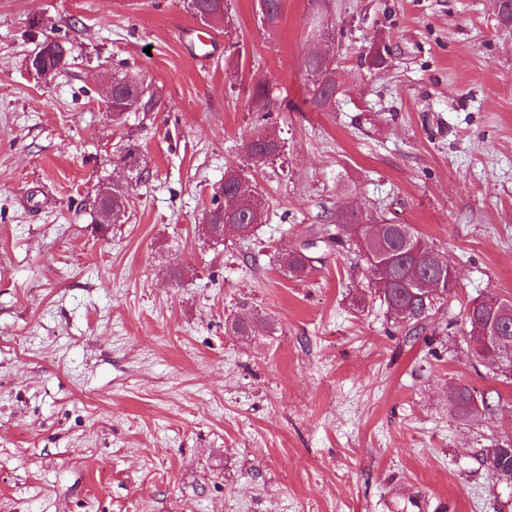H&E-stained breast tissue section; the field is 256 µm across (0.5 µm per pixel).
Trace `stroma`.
Instances as JSON below:
<instances>
[{
  "mask_svg": "<svg viewBox=\"0 0 512 512\" xmlns=\"http://www.w3.org/2000/svg\"><path fill=\"white\" fill-rule=\"evenodd\" d=\"M258 11L0 0V512H512L481 456L512 439V384L457 335L469 300L512 297V28L495 0H282L273 33ZM49 38L70 52L46 79L29 61ZM122 76L146 93L115 117ZM265 129L283 152L248 163ZM238 168L266 208L247 247L199 230ZM352 206L456 267L435 330H398L355 249L317 245L288 277V250ZM457 384L503 409L454 417ZM332 58L327 56L324 59H314L309 74L316 78V90L313 97V103L317 108H326L328 102L335 98L337 91L336 80L333 78L332 74ZM317 83L324 84V86H318ZM112 84L114 85V91H113V100H112V92L106 93L104 98V106L107 110L112 109V115L118 116L121 114V112H124L125 110H122V103L125 94L131 87H137L135 84H138L132 80H126L125 78L116 79L114 78L112 80ZM312 262L313 258L309 254L304 251L299 253L297 250L288 252V255L284 259L287 272L295 279L308 276L312 269H314Z\"/></svg>",
  "mask_w": 512,
  "mask_h": 512,
  "instance_id": "obj_1",
  "label": "stroma"
}]
</instances>
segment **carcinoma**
I'll use <instances>...</instances> for the list:
<instances>
[{
  "instance_id": "1",
  "label": "carcinoma",
  "mask_w": 512,
  "mask_h": 512,
  "mask_svg": "<svg viewBox=\"0 0 512 512\" xmlns=\"http://www.w3.org/2000/svg\"><path fill=\"white\" fill-rule=\"evenodd\" d=\"M189 8L194 14L209 13L213 21H220L227 11V0H189ZM309 74L320 83L313 97L318 108H326L332 97L336 96L337 84L333 78L332 58L313 60ZM112 115L122 112V103L127 91L135 86L132 80L113 79ZM281 146L277 139L258 133L252 137L248 148V158L263 161L279 154ZM263 206L259 199L257 185L238 171H229L224 175V202L209 212V236L213 239L234 237L248 242L254 236L256 226L262 223ZM369 215L360 212H336L334 228H326L325 243H335L341 247L352 242L362 254L368 272V283L373 285L375 293L386 305L387 310L401 320V329L405 335L419 336L432 323V319L441 308L447 295L424 296L412 287L414 252L424 256L419 259L421 277H448L449 267L432 264L425 254L435 251L425 239L409 224H400L385 219L386 234L379 243L367 237L359 229L362 224H370ZM289 275L295 279L308 276L314 269L313 258L305 253L292 250L284 259ZM495 322L501 326L503 339L512 342V308L502 309L498 305V296L486 295L472 299L463 308L464 328L460 333L475 332L474 320ZM448 404L457 418L475 419L487 412L500 408V404L490 401L486 393L475 386L457 385L448 392ZM497 448L492 457L485 458L489 470L498 478H512V442L491 443Z\"/></svg>"
}]
</instances>
